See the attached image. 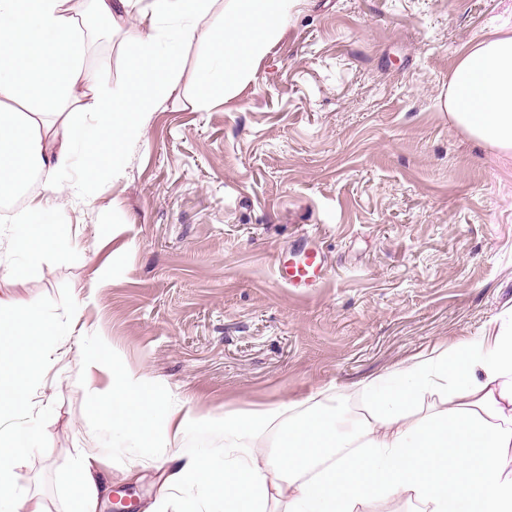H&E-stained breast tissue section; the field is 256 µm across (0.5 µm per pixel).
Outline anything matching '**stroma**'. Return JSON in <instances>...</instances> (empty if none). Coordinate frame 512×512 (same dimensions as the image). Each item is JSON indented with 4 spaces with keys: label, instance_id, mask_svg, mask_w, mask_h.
Masks as SVG:
<instances>
[{
    "label": "stroma",
    "instance_id": "stroma-1",
    "mask_svg": "<svg viewBox=\"0 0 512 512\" xmlns=\"http://www.w3.org/2000/svg\"><path fill=\"white\" fill-rule=\"evenodd\" d=\"M496 29H512V0H296L246 87L205 109L199 44L182 48L177 90L118 173H66L80 198L51 217L63 250L33 263L19 226L0 223V280L55 330L0 343V362L44 373L27 403L0 408V434L35 436L19 486L70 512L75 463L92 454L98 512L157 499L164 449L128 447L97 412L106 377L75 359L102 339L160 408L191 400L219 419L481 335L512 305V155H489L444 103L458 58ZM86 63L131 81L120 31L95 35ZM297 241L330 267L306 295L275 275Z\"/></svg>",
    "mask_w": 512,
    "mask_h": 512
}]
</instances>
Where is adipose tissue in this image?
<instances>
[{"instance_id": "adipose-tissue-1", "label": "adipose tissue", "mask_w": 512, "mask_h": 512, "mask_svg": "<svg viewBox=\"0 0 512 512\" xmlns=\"http://www.w3.org/2000/svg\"><path fill=\"white\" fill-rule=\"evenodd\" d=\"M294 0H231V19L200 57V106L233 96L284 33ZM215 0H90L94 15L124 29L133 80L108 87L84 62L82 25L72 0H0V185L23 184L25 170L46 171L31 192L24 223L29 254L41 259L64 245L49 222L73 185L57 172L78 167L88 182L114 175L122 148L145 138L180 79V47L197 39ZM28 29L50 66L21 70L13 58L16 20ZM454 124L488 151L512 153V31L474 44L448 84ZM110 376L97 389L98 412L142 448L166 449L172 469L149 512H165L171 491L196 480L224 512H359L370 499L401 500L411 512H512V307L482 335L437 346L345 392L319 391L306 415L294 405L253 403L224 414V465L184 453V433L207 428L197 404L172 402L164 415L133 372L113 374L112 348L84 357ZM362 416L344 430L347 399ZM277 435L275 451L262 447ZM33 445L17 432L0 450V512H45L40 499L18 496L16 469ZM99 458L77 462L74 512H97L103 486ZM465 478L449 482V473Z\"/></svg>"}]
</instances>
